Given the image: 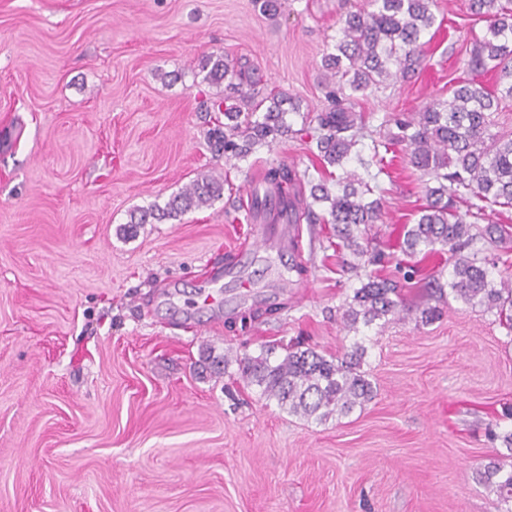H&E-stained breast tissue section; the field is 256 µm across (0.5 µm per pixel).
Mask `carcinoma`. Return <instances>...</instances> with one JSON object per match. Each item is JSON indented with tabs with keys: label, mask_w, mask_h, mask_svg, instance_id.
Segmentation results:
<instances>
[{
	"label": "carcinoma",
	"mask_w": 512,
	"mask_h": 512,
	"mask_svg": "<svg viewBox=\"0 0 512 512\" xmlns=\"http://www.w3.org/2000/svg\"><path fill=\"white\" fill-rule=\"evenodd\" d=\"M433 5L434 0H370V9L347 13L341 37L323 59V68L329 72L327 107L298 130L286 119L289 109L285 105L292 104L287 94L278 92L257 100L244 90L253 84L245 65L222 53L206 57L201 66L206 71L204 79L216 84L226 80L231 89L207 106V111L216 114L210 137L227 162L243 160L257 148L290 134L310 140L328 175L315 182L286 165L272 166L265 174V183L270 185L265 194L277 196V217L290 224L304 218L310 224L333 225L337 249L348 250L358 259L356 263L342 259V266L352 271L383 260L382 254L368 249L367 230L382 217L381 201L372 198L371 168L383 170L379 148L405 147L410 165L430 185L416 221L401 227L400 249L411 256L448 252L452 269L444 285L440 276L432 277L435 292L442 298L448 288L468 306L496 311L511 335L512 274H496L463 250L478 239L501 243L512 238L508 226L480 227L469 221L482 218L488 208L512 207V135L492 131L500 101L512 99V0H469L470 11L486 21L487 31L469 50L468 77L458 81L451 100L435 102L416 117L394 118L395 130L387 140H374L368 149L362 142L363 118L354 111L357 97L367 90L398 75L412 77L421 68V39L436 21ZM489 72L506 81V86L488 90L477 82ZM353 158L366 177L354 171L333 175L331 169H343ZM304 184L309 194L291 193ZM223 191V179L204 176L165 207L134 211L130 224L175 218L220 198ZM460 201L466 203L463 213L457 207ZM406 312L422 325L440 314L439 307L428 303L405 307L399 282L369 275L344 304L342 319L348 330L356 332L361 325L368 327L390 316L400 318ZM364 354V347L356 342L352 350L329 358L299 344L285 348L283 356L269 346L257 356L233 359L207 349L202 358L219 372L236 363L243 380L259 387L281 409L323 422L347 415L374 398L372 382L362 371ZM479 479L500 503L512 505V467L493 461L479 473Z\"/></svg>",
	"instance_id": "obj_1"
}]
</instances>
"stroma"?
<instances>
[{"mask_svg":"<svg viewBox=\"0 0 512 512\" xmlns=\"http://www.w3.org/2000/svg\"><path fill=\"white\" fill-rule=\"evenodd\" d=\"M365 0H0V512H502L478 472L506 456L512 337L496 313L452 300L441 317L352 333L360 287L329 224L300 222L298 252L248 248L254 186L283 163L318 178L285 138L230 164L208 143L201 70L223 53L256 68L259 96L325 105L322 59ZM442 26L410 81L362 97L371 130L448 99L487 24L437 0ZM231 191L122 234L202 175ZM385 201L373 266L426 303L444 256L390 257L424 198L403 151L376 179ZM302 341L365 349L376 395L325 423L288 415L236 367L200 376L203 349L258 355Z\"/></svg>","mask_w":512,"mask_h":512,"instance_id":"obj_1","label":"stroma"}]
</instances>
